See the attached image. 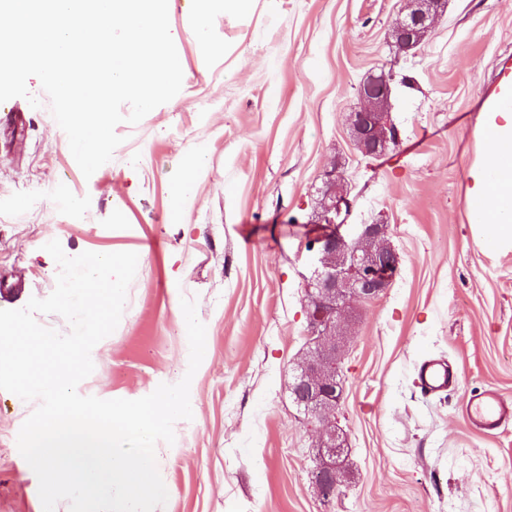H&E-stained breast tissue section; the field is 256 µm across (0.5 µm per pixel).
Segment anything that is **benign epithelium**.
<instances>
[{"instance_id": "1", "label": "benign epithelium", "mask_w": 512, "mask_h": 512, "mask_svg": "<svg viewBox=\"0 0 512 512\" xmlns=\"http://www.w3.org/2000/svg\"><path fill=\"white\" fill-rule=\"evenodd\" d=\"M445 0H402L393 37L399 50L419 45V36L431 31L442 15ZM390 76L371 74L363 82L352 130L359 149L368 155L383 153L396 143L398 132L389 118ZM346 180L338 167L326 173L318 223L322 232L307 242L314 266L305 286L308 324L314 347L297 362L292 394L317 429L316 462L321 478L315 483L326 502L340 488L336 458L343 447L336 432V410L341 402L339 354L352 330V306L379 297L392 283L397 255L386 238L384 224H348L351 202Z\"/></svg>"}]
</instances>
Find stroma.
<instances>
[{
  "label": "stroma",
  "instance_id": "1",
  "mask_svg": "<svg viewBox=\"0 0 512 512\" xmlns=\"http://www.w3.org/2000/svg\"><path fill=\"white\" fill-rule=\"evenodd\" d=\"M400 0H256L244 18L216 14L202 56L190 0H168L183 64L180 92L139 123H119L112 159L84 177L37 78L14 98L25 125L0 127V310L48 297L67 255L139 259L115 331L91 352L77 391L135 400L178 383L189 363L181 299L206 327L190 386L197 414L158 442L168 499L156 512H512V428L488 436L463 415L492 387L512 400V240L485 243L468 190L499 58L512 55V0H447L415 50L392 39ZM407 76L390 118L400 140L371 158L351 133L357 89L380 70ZM205 147L194 201L170 191ZM341 165L352 224H383L398 273L356 303L341 362L336 421L347 480L331 502L313 485L316 438L291 395L309 348L306 244L317 190ZM71 204L59 208L56 192ZM445 358L457 388L423 393L419 363ZM0 390V512H41L38 479L17 447L27 419Z\"/></svg>",
  "mask_w": 512,
  "mask_h": 512
}]
</instances>
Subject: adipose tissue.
I'll list each match as a JSON object with an SVG mask.
<instances>
[{"label":"adipose tissue","instance_id":"1","mask_svg":"<svg viewBox=\"0 0 512 512\" xmlns=\"http://www.w3.org/2000/svg\"><path fill=\"white\" fill-rule=\"evenodd\" d=\"M255 0H193L195 36L205 50H212L208 27L216 9L239 16L249 15ZM472 198L485 201L484 224L488 229V242L512 239V169L495 174H481Z\"/></svg>","mask_w":512,"mask_h":512}]
</instances>
